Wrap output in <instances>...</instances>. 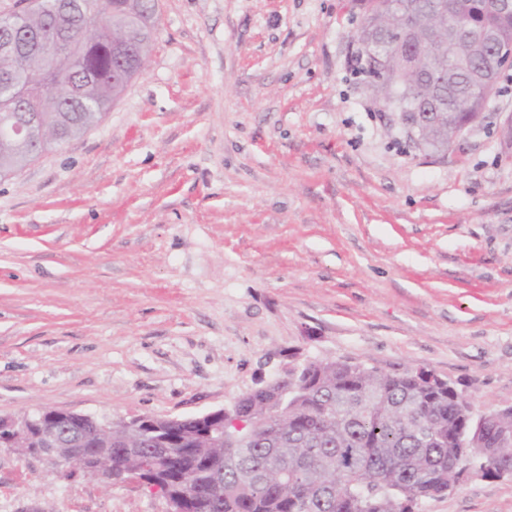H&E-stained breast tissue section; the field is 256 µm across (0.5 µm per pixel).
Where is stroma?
<instances>
[{
  "mask_svg": "<svg viewBox=\"0 0 512 512\" xmlns=\"http://www.w3.org/2000/svg\"><path fill=\"white\" fill-rule=\"evenodd\" d=\"M158 4L102 121L0 179V415L197 416L313 359L512 405V90L436 151L353 72L354 0ZM167 510L0 448V512Z\"/></svg>",
  "mask_w": 512,
  "mask_h": 512,
  "instance_id": "stroma-1",
  "label": "stroma"
}]
</instances>
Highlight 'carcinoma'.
<instances>
[{"instance_id": "carcinoma-1", "label": "carcinoma", "mask_w": 512, "mask_h": 512, "mask_svg": "<svg viewBox=\"0 0 512 512\" xmlns=\"http://www.w3.org/2000/svg\"><path fill=\"white\" fill-rule=\"evenodd\" d=\"M396 0H355L360 25L354 34L371 73L389 56L404 28H413L415 50L429 61L416 71L414 58L399 57L400 91L382 103L394 112L420 106L435 113L423 141L435 150L485 111L488 101L473 88L480 57L471 44L452 48L434 37L443 19L440 0H412L413 13ZM458 6L449 22L483 21L512 47V14H478L479 0H446ZM90 26L73 45L47 57L32 41L21 57H0V122L17 103L32 98L44 147L50 149L98 123L132 77L146 66L152 42L131 43L125 32L153 21L151 0H80ZM65 21L62 0H39L0 15V26L34 33ZM83 87L70 101L56 88L60 76ZM423 367L382 373L341 360H309L288 372L294 393L278 406L276 388L254 389L238 398L252 429L239 433L238 447L211 444L206 426L184 422L164 435L175 463L143 475L182 496L186 484L202 492L188 512H421L428 499L444 496L470 469L481 478L512 476V406L473 415L447 381L429 379ZM134 434L112 426V445L91 457L112 460L115 476L139 468Z\"/></svg>"}]
</instances>
